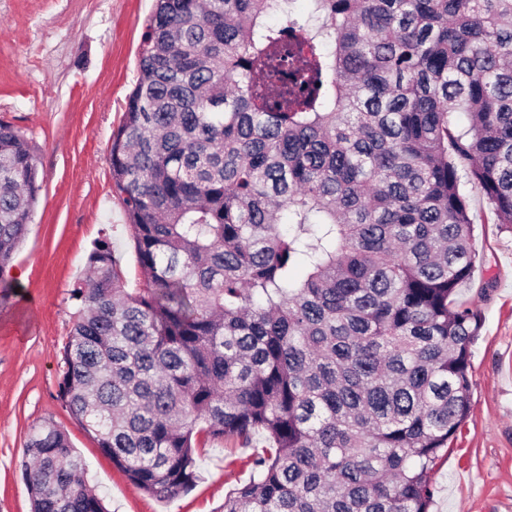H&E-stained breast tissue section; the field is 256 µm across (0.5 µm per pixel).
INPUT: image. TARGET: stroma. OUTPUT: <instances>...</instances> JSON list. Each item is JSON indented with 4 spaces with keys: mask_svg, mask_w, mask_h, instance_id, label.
Segmentation results:
<instances>
[{
    "mask_svg": "<svg viewBox=\"0 0 512 512\" xmlns=\"http://www.w3.org/2000/svg\"><path fill=\"white\" fill-rule=\"evenodd\" d=\"M155 0H0V120L34 146L41 184L32 222L0 290V512H31L23 448L32 425L64 430L108 512H224L248 481L250 449H198L200 478L160 501L136 489L59 397L63 348L93 244L109 238L129 287L139 283L110 147L138 75ZM475 217L474 268L459 300L480 311L471 348L470 415L432 473L430 512H512V225L462 183Z\"/></svg>",
    "mask_w": 512,
    "mask_h": 512,
    "instance_id": "1",
    "label": "stroma"
}]
</instances>
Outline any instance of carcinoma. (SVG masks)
Wrapping results in <instances>:
<instances>
[{"label": "carcinoma", "mask_w": 512, "mask_h": 512, "mask_svg": "<svg viewBox=\"0 0 512 512\" xmlns=\"http://www.w3.org/2000/svg\"><path fill=\"white\" fill-rule=\"evenodd\" d=\"M296 2L156 0L111 145L140 287L94 244L61 399L159 500L261 433L224 512H430L482 327L461 178L512 224V0ZM39 189L1 120L0 278ZM23 454L32 512H108L55 424Z\"/></svg>", "instance_id": "obj_1"}]
</instances>
